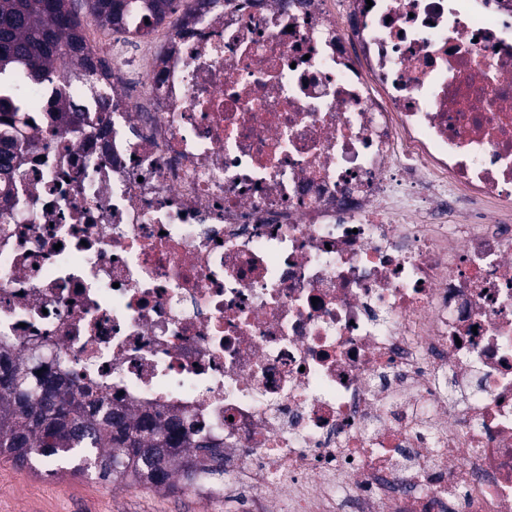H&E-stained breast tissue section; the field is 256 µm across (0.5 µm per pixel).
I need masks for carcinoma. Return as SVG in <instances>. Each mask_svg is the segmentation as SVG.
<instances>
[{"mask_svg": "<svg viewBox=\"0 0 512 512\" xmlns=\"http://www.w3.org/2000/svg\"><path fill=\"white\" fill-rule=\"evenodd\" d=\"M179 3L0 0V82L9 79L24 86L32 79L53 80L63 57L83 72L90 69L94 55L82 35L84 17L119 30L132 12L162 23ZM182 446L192 452L179 460L174 452ZM219 447L209 438L189 442L175 419L161 425L100 401L87 414L84 402L55 377L0 360V457L21 470L33 468L37 456L76 458L74 474L92 468L104 481L173 492L197 474L207 480L223 478L224 459L214 453Z\"/></svg>", "mask_w": 512, "mask_h": 512, "instance_id": "obj_1", "label": "carcinoma"}]
</instances>
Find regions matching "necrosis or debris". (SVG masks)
Returning <instances> with one entry per match:
<instances>
[{"instance_id":"obj_1","label":"necrosis or debris","mask_w":512,"mask_h":512,"mask_svg":"<svg viewBox=\"0 0 512 512\" xmlns=\"http://www.w3.org/2000/svg\"><path fill=\"white\" fill-rule=\"evenodd\" d=\"M85 37L96 81L0 90V354L223 442L206 501L512 512V0Z\"/></svg>"}]
</instances>
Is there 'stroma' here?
<instances>
[{
  "label": "stroma",
  "instance_id": "35a3bbf8",
  "mask_svg": "<svg viewBox=\"0 0 512 512\" xmlns=\"http://www.w3.org/2000/svg\"><path fill=\"white\" fill-rule=\"evenodd\" d=\"M0 512H208L207 504L185 491L128 488L80 474H51L45 463L20 470L0 461Z\"/></svg>",
  "mask_w": 512,
  "mask_h": 512
}]
</instances>
